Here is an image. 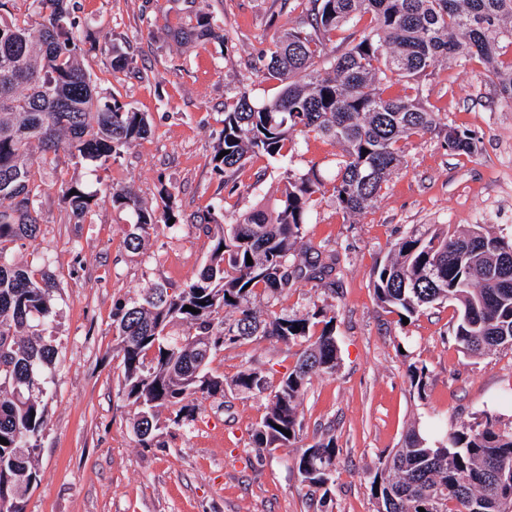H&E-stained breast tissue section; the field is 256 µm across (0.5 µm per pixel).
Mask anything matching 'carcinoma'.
<instances>
[{
  "label": "carcinoma",
  "instance_id": "carcinoma-1",
  "mask_svg": "<svg viewBox=\"0 0 512 512\" xmlns=\"http://www.w3.org/2000/svg\"><path fill=\"white\" fill-rule=\"evenodd\" d=\"M23 2L21 16L0 22V437L8 441L0 443V512H24V498L37 482L42 397L52 389L58 355L45 336L59 288L52 259L37 252L19 265L9 257L19 242L36 240L44 224L46 183L27 154L35 145L45 164L65 159L105 170L151 132L145 113L100 96L82 63L90 22L77 14L75 3ZM296 3L308 4L301 21L279 33L259 57L258 71L279 82V93L255 101L243 89L224 101L211 164L231 194L237 187L230 181L251 158L283 160L294 137L314 132L342 146L333 195L343 217L360 215L403 163V141L435 133L454 153L476 149L471 131L440 123L424 99L421 79L439 66L477 60L512 100V56L506 57L512 0ZM186 4L187 21L172 30L173 39L224 44V28L212 14L195 8V0ZM325 189V177L313 167L286 177L271 210H230L218 199L198 220L211 235V247L197 275L182 286L150 281L139 298L114 304L120 391L135 407L132 429L139 446L154 445L161 411L170 412L173 425L187 426L197 419L196 395L222 399L228 389L267 393L253 447L299 442L304 389L312 375L336 369V315L317 305L301 314L262 315L255 302L274 301L299 281L320 288L336 269L334 255L323 263L291 262L296 252L313 250L304 242V227ZM111 195L112 205L133 218L124 239L130 253L183 223L165 186L158 192L160 212L144 206L131 185H114ZM94 197L78 180L60 186V202L76 224L93 223ZM372 284L383 307L409 320L433 304L455 303L454 340L469 356L512 348V238L480 225L466 233L410 236L373 269ZM186 305L199 313L184 310ZM177 322L195 334L169 336L166 329ZM262 340L301 346L296 364L276 386L252 368L229 379L210 370L224 346ZM335 459L332 436L304 449L297 461L302 482L325 488ZM370 494L375 512H503L500 502L512 494V425L483 410L439 444L413 426L400 447L379 457Z\"/></svg>",
  "mask_w": 512,
  "mask_h": 512
}]
</instances>
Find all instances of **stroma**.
<instances>
[{"label":"stroma","mask_w":512,"mask_h":512,"mask_svg":"<svg viewBox=\"0 0 512 512\" xmlns=\"http://www.w3.org/2000/svg\"><path fill=\"white\" fill-rule=\"evenodd\" d=\"M98 37L128 49L136 73L110 66L93 52L84 66L100 92L147 113L152 131L109 170L42 165L28 160L49 187L46 223L36 241L11 252L15 262L32 251L51 255L61 298L47 327L58 349L55 390L46 398L47 425L39 441L37 485L25 512H374L370 481L382 451L398 447L411 425L435 440L490 410L512 421V350L482 357L464 354L452 328L455 304L431 306L410 323L382 308L371 275L402 239L436 226L464 230L480 224L512 236V100L503 97L483 65L441 67L423 81V93L441 123L470 129L474 153L456 154L428 135L405 147V162L381 198L344 222L332 193L315 203L305 240L336 254L333 283L297 284L277 309L312 304L336 313L339 361L334 373L313 376L299 412V446L257 451L251 435L265 411L261 394L227 392L203 401L197 421L162 425L156 445H138L134 409L119 390L112 333L117 300L136 298L147 281L180 285L203 264L210 239L191 219L206 211L221 180L210 159L223 127L224 100L238 87L254 98L275 96L277 81L254 70L274 36L294 27L299 14L279 0H199L223 27L225 44H178L170 31L185 18L184 0H76ZM342 149L311 133L295 139L286 163L251 160L236 175L226 202L247 209L280 196L284 173L319 168L332 177ZM76 178L94 191L95 221L73 224L60 204L62 180ZM134 185L149 205L167 185L186 223L151 237L142 253L123 247L131 216L112 205L110 185ZM295 345L267 341L229 346L211 367L230 377L247 367L278 383L296 361ZM427 374L424 393L410 387V365ZM335 437L338 452L327 495L302 482L296 460L303 447Z\"/></svg>","instance_id":"stroma-1"}]
</instances>
